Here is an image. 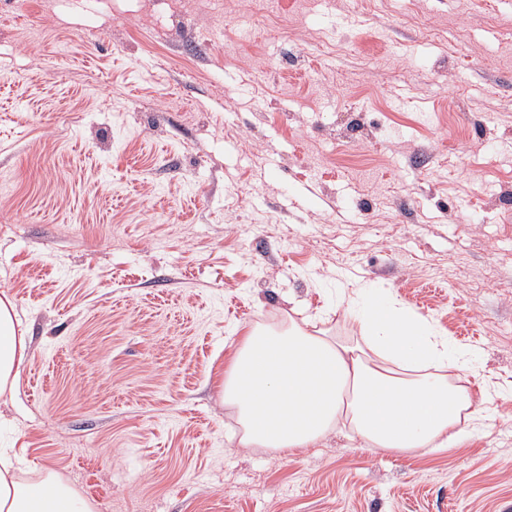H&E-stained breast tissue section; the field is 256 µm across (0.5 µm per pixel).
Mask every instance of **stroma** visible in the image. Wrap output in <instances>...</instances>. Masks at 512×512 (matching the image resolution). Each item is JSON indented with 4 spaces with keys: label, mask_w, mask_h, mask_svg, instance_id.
I'll use <instances>...</instances> for the list:
<instances>
[{
    "label": "stroma",
    "mask_w": 512,
    "mask_h": 512,
    "mask_svg": "<svg viewBox=\"0 0 512 512\" xmlns=\"http://www.w3.org/2000/svg\"><path fill=\"white\" fill-rule=\"evenodd\" d=\"M382 289L491 414L424 456L243 448L245 329ZM0 448L97 512H512V0H0ZM29 358V341L16 320L13 300L0 296V398L11 397L19 380L21 366Z\"/></svg>",
    "instance_id": "obj_1"
}]
</instances>
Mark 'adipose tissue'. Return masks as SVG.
Instances as JSON below:
<instances>
[{
    "label": "adipose tissue",
    "instance_id": "adipose-tissue-1",
    "mask_svg": "<svg viewBox=\"0 0 512 512\" xmlns=\"http://www.w3.org/2000/svg\"><path fill=\"white\" fill-rule=\"evenodd\" d=\"M358 335L325 336L287 317L253 324L224 373L223 401L246 448L314 446L348 421L360 447L425 455L447 447L464 424L486 418L460 381L466 369L431 324L386 294L367 296ZM29 341L8 295L0 296V398L12 396ZM0 512H95L53 471L20 479L0 455Z\"/></svg>",
    "mask_w": 512,
    "mask_h": 512
}]
</instances>
